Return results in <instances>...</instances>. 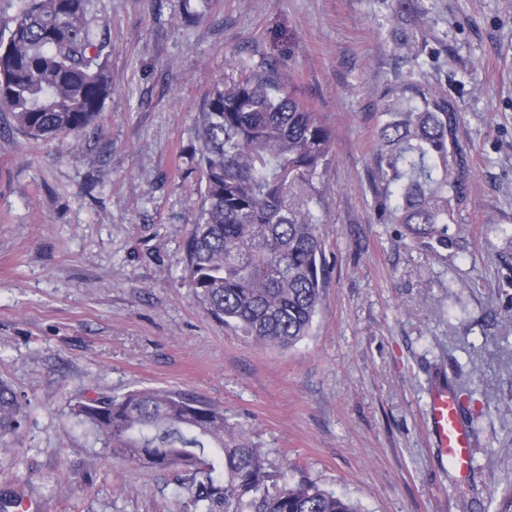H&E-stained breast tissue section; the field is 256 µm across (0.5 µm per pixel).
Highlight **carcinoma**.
Segmentation results:
<instances>
[{"label": "carcinoma", "instance_id": "1", "mask_svg": "<svg viewBox=\"0 0 512 512\" xmlns=\"http://www.w3.org/2000/svg\"><path fill=\"white\" fill-rule=\"evenodd\" d=\"M388 15H425L421 0H381ZM0 108L32 140L76 136L113 91L104 39L88 0H5ZM409 66L378 94L375 188L391 224L425 250L457 247L469 232L472 192L459 115L440 89L419 27L388 32ZM204 99L197 166L204 183L185 241V274L214 320L263 346L290 349L309 335L326 287L314 181L336 132L285 83L277 65L238 63ZM110 455L139 468L181 466L186 512H360L309 480L270 489L265 453L224 410L186 394L144 388L101 394L72 408ZM19 394L0 380V454L21 424Z\"/></svg>", "mask_w": 512, "mask_h": 512}]
</instances>
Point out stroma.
Segmentation results:
<instances>
[{"instance_id":"obj_1","label":"stroma","mask_w":512,"mask_h":512,"mask_svg":"<svg viewBox=\"0 0 512 512\" xmlns=\"http://www.w3.org/2000/svg\"><path fill=\"white\" fill-rule=\"evenodd\" d=\"M423 6L473 173L471 233L434 252L384 222L374 184L385 37L412 15L380 0H204L188 26L178 0H90L114 85L102 120L33 141L0 109V378L25 415L0 488L40 512H183L180 471L107 456L71 415L101 392L161 387L244 423L272 474L363 512H497L512 490V0ZM232 56L276 62L337 132L316 182L327 285L288 350L213 321L183 272L195 128ZM445 380L477 418L466 479L428 423Z\"/></svg>"}]
</instances>
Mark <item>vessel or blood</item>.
I'll use <instances>...</instances> for the list:
<instances>
[{"instance_id": "b4317fda", "label": "vessel or blood", "mask_w": 512, "mask_h": 512, "mask_svg": "<svg viewBox=\"0 0 512 512\" xmlns=\"http://www.w3.org/2000/svg\"><path fill=\"white\" fill-rule=\"evenodd\" d=\"M430 420L441 455L459 471H467L471 461L470 435L453 392L444 388L433 393Z\"/></svg>"}]
</instances>
